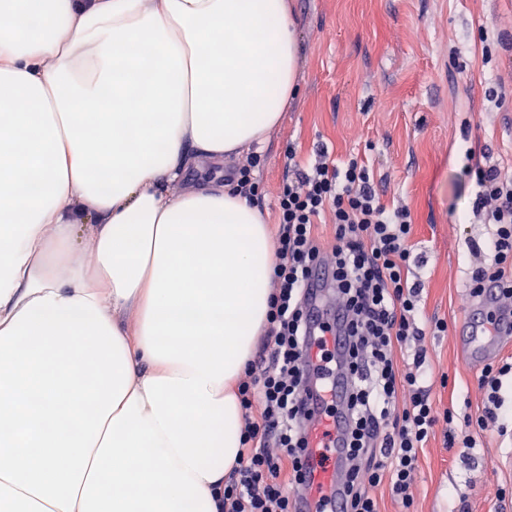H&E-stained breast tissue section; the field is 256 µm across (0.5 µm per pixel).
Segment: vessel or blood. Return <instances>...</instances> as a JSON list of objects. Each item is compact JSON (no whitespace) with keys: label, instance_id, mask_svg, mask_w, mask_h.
<instances>
[{"label":"vessel or blood","instance_id":"obj_1","mask_svg":"<svg viewBox=\"0 0 512 512\" xmlns=\"http://www.w3.org/2000/svg\"><path fill=\"white\" fill-rule=\"evenodd\" d=\"M328 289L322 271L313 275L309 303L312 338L310 355H317L320 345L331 346L336 356H343L345 338L343 313L327 301ZM481 306L498 311L495 325L485 324L479 317L463 322L458 329L459 342L466 358L474 364L493 360L503 338L512 335V311L501 308L495 288H486ZM307 383L311 392L312 416L308 427L309 448L304 461V483L295 495L297 512H342L340 494L345 458L342 452L347 418L342 410L349 382L344 370H337L330 385H323L315 366H308ZM335 404L337 412L327 415L326 404Z\"/></svg>","mask_w":512,"mask_h":512}]
</instances>
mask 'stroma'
Instances as JSON below:
<instances>
[{"mask_svg": "<svg viewBox=\"0 0 512 512\" xmlns=\"http://www.w3.org/2000/svg\"><path fill=\"white\" fill-rule=\"evenodd\" d=\"M299 40V92L278 128L258 145L253 202L275 221L288 152L368 166L382 200L410 212V243L422 266L426 319L447 322L424 339L438 411L479 415L487 400L478 366L463 362L456 327L468 272L484 262L494 227L472 211L469 148L482 165L512 167V0H291ZM438 425L419 452L414 512H512V429L490 424L470 453L448 448Z\"/></svg>", "mask_w": 512, "mask_h": 512, "instance_id": "obj_1", "label": "stroma"}]
</instances>
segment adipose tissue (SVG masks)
<instances>
[{
    "instance_id": "ef3b65f1",
    "label": "adipose tissue",
    "mask_w": 512,
    "mask_h": 512,
    "mask_svg": "<svg viewBox=\"0 0 512 512\" xmlns=\"http://www.w3.org/2000/svg\"><path fill=\"white\" fill-rule=\"evenodd\" d=\"M297 75L288 0H0V512H219L274 244L178 184Z\"/></svg>"
}]
</instances>
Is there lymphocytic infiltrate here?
<instances>
[{
  "label": "lymphocytic infiltrate",
  "mask_w": 512,
  "mask_h": 512,
  "mask_svg": "<svg viewBox=\"0 0 512 512\" xmlns=\"http://www.w3.org/2000/svg\"><path fill=\"white\" fill-rule=\"evenodd\" d=\"M475 181L473 211L495 232L488 261L468 275V298L479 300L491 285L512 301V175L492 165L477 168ZM324 213L335 225L328 250L315 234ZM276 218V289L263 348L238 385L246 426L238 465L224 481L222 512H292L310 420L303 401L302 369L309 358L304 288L317 262L326 266L347 315V512H379L374 490L382 485L408 510L420 448L438 424L451 427L454 421L451 411H437L430 399L424 349L406 364L397 356L426 331L419 321L422 288L408 280L415 262L410 214L381 201L358 160L335 165L322 158L282 182ZM511 374V362L484 367L480 385L490 406L478 417H465L463 430L451 428L449 447L474 448L475 430L498 420V393Z\"/></svg>",
  "instance_id": "f902f5d3"
}]
</instances>
